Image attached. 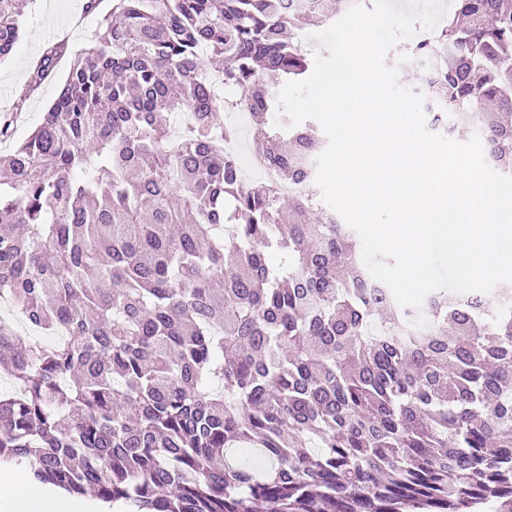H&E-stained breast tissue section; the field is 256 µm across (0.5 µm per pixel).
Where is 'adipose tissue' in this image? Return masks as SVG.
<instances>
[{"label": "adipose tissue", "instance_id": "adipose-tissue-1", "mask_svg": "<svg viewBox=\"0 0 512 512\" xmlns=\"http://www.w3.org/2000/svg\"><path fill=\"white\" fill-rule=\"evenodd\" d=\"M0 512H124V509L31 480L21 466L0 465Z\"/></svg>", "mask_w": 512, "mask_h": 512}]
</instances>
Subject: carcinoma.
I'll list each match as a JSON object with an SVG mask.
<instances>
[{
	"label": "carcinoma",
	"instance_id": "carcinoma-1",
	"mask_svg": "<svg viewBox=\"0 0 512 512\" xmlns=\"http://www.w3.org/2000/svg\"><path fill=\"white\" fill-rule=\"evenodd\" d=\"M34 0H0V60ZM112 0L41 124L0 155V459L134 512H512V284L402 308L316 186L317 129L276 125L329 0ZM433 130L512 175V0H457ZM248 115L273 181L222 141ZM301 192L281 195L277 185ZM423 314L428 325L414 324ZM254 441L268 467L227 461Z\"/></svg>",
	"mask_w": 512,
	"mask_h": 512
}]
</instances>
